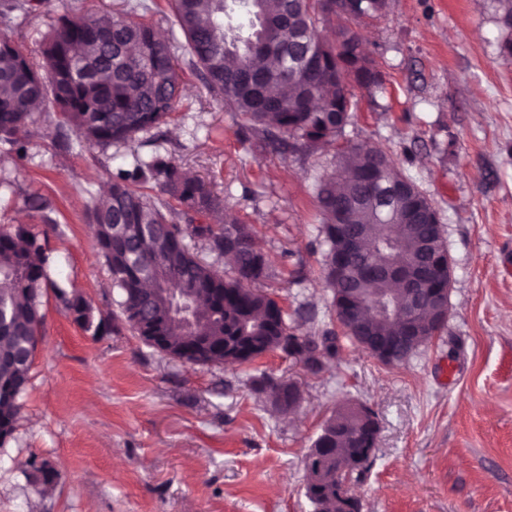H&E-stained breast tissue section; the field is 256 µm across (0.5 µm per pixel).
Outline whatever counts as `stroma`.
Wrapping results in <instances>:
<instances>
[{
	"label": "stroma",
	"instance_id": "35a3bbf8",
	"mask_svg": "<svg viewBox=\"0 0 512 512\" xmlns=\"http://www.w3.org/2000/svg\"><path fill=\"white\" fill-rule=\"evenodd\" d=\"M127 0H40L16 14L14 37L41 60L59 14L123 10ZM383 74L354 89L334 148L285 157L265 151L186 66L169 124L140 134L139 154L169 152L255 227L275 269L264 291L286 311L316 309L321 286L316 185L353 144L382 147L440 214L452 263L441 333L386 366L344 345L338 367L304 374L274 351L246 365L194 366L112 332L113 290L90 210L117 167L111 152L60 146L38 119L25 152L0 145V226L24 224L54 257L42 289L41 341L14 431L0 446V512H313L304 456L340 406L365 405L378 448L354 489L362 512H512V36L497 0H391L362 24ZM45 211L27 209V195ZM304 280H295V269ZM90 301L85 329L56 284ZM267 371L297 379L302 401L284 416L245 385ZM61 478L45 494L32 463Z\"/></svg>",
	"mask_w": 512,
	"mask_h": 512
}]
</instances>
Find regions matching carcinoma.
<instances>
[{"instance_id": "carcinoma-1", "label": "carcinoma", "mask_w": 512, "mask_h": 512, "mask_svg": "<svg viewBox=\"0 0 512 512\" xmlns=\"http://www.w3.org/2000/svg\"><path fill=\"white\" fill-rule=\"evenodd\" d=\"M173 26L184 36L188 64L198 69L211 95L238 114L244 127L272 153H304L336 140L349 123L352 89L382 84L375 60L357 32L342 28L332 43L319 24L343 16V0H170ZM388 0H354L355 22L384 15ZM30 0H0V143L20 152L33 124V104L57 110V135L71 131L81 146L107 149L165 123L181 96V79L171 40L151 23L132 16L147 12L133 0L124 13L64 14L47 37L42 61L22 55L10 23ZM132 160L112 173L106 200L95 205L91 222L120 300L112 332L128 327L159 351L198 366L251 363L279 351L309 374L324 373L357 332L324 328L302 333L263 281L274 276L270 259L256 242L254 227L241 223L205 181L188 175L170 154ZM154 182L168 199L157 201L139 187ZM316 198L323 224V273L332 298L360 314L363 335L399 336V321L371 315L365 303L392 301L411 308L410 294L383 271L408 256L419 260L416 288L447 287L448 247L428 249L420 238L433 235L426 223V196L398 172L377 147L352 146L336 170L320 179ZM224 211L217 224L193 226L191 215ZM361 239L357 251L347 238ZM202 241L230 265L225 277L190 251L186 239ZM52 256L24 225L0 229V445L11 436L20 397L38 344L39 296L58 289L75 322L89 329L93 307L80 296L66 297L50 279ZM165 277L168 294L154 292V275ZM426 306L409 320L421 346L445 326ZM252 393L277 405L296 383L265 371L251 377ZM367 407H344L321 428V450L305 466L317 476L306 493L314 512H361L347 496L353 476L336 470L368 445ZM39 491L58 478L48 463L33 468Z\"/></svg>"}]
</instances>
